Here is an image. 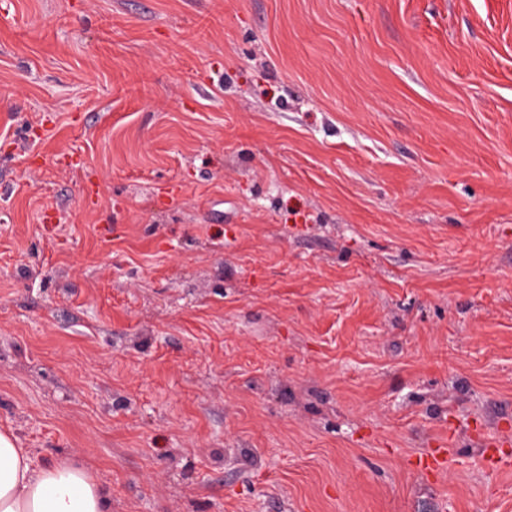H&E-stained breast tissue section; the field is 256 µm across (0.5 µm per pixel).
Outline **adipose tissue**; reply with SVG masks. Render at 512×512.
<instances>
[{"label": "adipose tissue", "instance_id": "1", "mask_svg": "<svg viewBox=\"0 0 512 512\" xmlns=\"http://www.w3.org/2000/svg\"><path fill=\"white\" fill-rule=\"evenodd\" d=\"M108 505L85 467L35 465L14 434L0 432V512H109Z\"/></svg>", "mask_w": 512, "mask_h": 512}]
</instances>
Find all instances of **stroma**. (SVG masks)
I'll use <instances>...</instances> for the list:
<instances>
[{
	"mask_svg": "<svg viewBox=\"0 0 512 512\" xmlns=\"http://www.w3.org/2000/svg\"><path fill=\"white\" fill-rule=\"evenodd\" d=\"M0 430L109 512H512V0H0Z\"/></svg>",
	"mask_w": 512,
	"mask_h": 512,
	"instance_id": "stroma-1",
	"label": "stroma"
}]
</instances>
